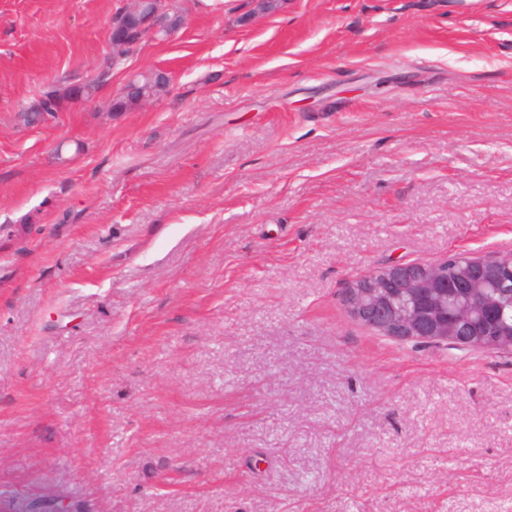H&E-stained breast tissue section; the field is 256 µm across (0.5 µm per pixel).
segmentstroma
Returning a JSON list of instances; mask_svg holds the SVG:
<instances>
[{"label": "stroma", "mask_w": 512, "mask_h": 512, "mask_svg": "<svg viewBox=\"0 0 512 512\" xmlns=\"http://www.w3.org/2000/svg\"><path fill=\"white\" fill-rule=\"evenodd\" d=\"M176 3L104 79L130 0H0V500L512 512V352L343 303L388 263L512 252V0ZM169 77L161 70H150L139 74L138 79L130 83L133 91L123 93L112 100V111L126 112L144 99L155 97L165 91ZM85 86L87 85H68L46 93L38 102L21 112L20 119L27 125L47 120V116L52 117L55 112H60L66 103L75 101L81 97ZM94 95L95 90L87 86L86 97L91 98ZM37 119L38 122H35Z\"/></svg>", "instance_id": "obj_1"}]
</instances>
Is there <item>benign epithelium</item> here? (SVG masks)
Listing matches in <instances>:
<instances>
[{"mask_svg":"<svg viewBox=\"0 0 512 512\" xmlns=\"http://www.w3.org/2000/svg\"><path fill=\"white\" fill-rule=\"evenodd\" d=\"M500 271V287H512V253L464 255L441 262H396L375 268L348 282L344 303L350 315L382 336L424 343L461 341L458 325L469 338L491 351H511L512 336L482 331L493 315L487 305L494 283L487 270Z\"/></svg>","mask_w":512,"mask_h":512,"instance_id":"7a95c632","label":"benign epithelium"}]
</instances>
